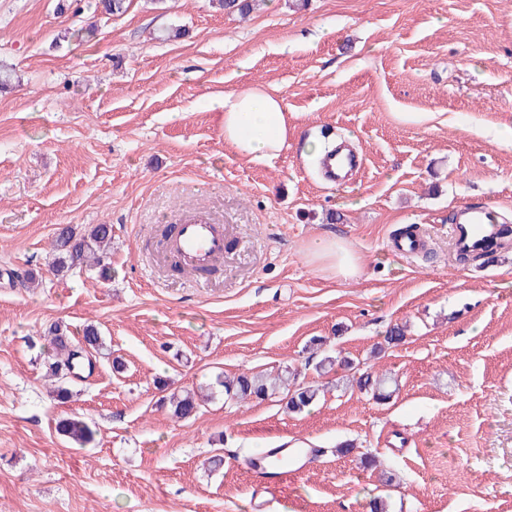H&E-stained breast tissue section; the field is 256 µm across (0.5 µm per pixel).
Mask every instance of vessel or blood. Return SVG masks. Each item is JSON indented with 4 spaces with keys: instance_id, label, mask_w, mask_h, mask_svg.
<instances>
[{
    "instance_id": "vessel-or-blood-1",
    "label": "vessel or blood",
    "mask_w": 512,
    "mask_h": 512,
    "mask_svg": "<svg viewBox=\"0 0 512 512\" xmlns=\"http://www.w3.org/2000/svg\"><path fill=\"white\" fill-rule=\"evenodd\" d=\"M357 154L340 145L323 160L322 177L331 183H344L359 166ZM489 208L467 207L461 218L452 227V240L457 253L483 251L487 243L495 239L498 227L489 222ZM170 250L177 255L185 270L195 272L222 259L225 250L224 227L210 223L201 217H191L178 225L169 242ZM273 454L281 462L272 468L264 462L253 467L254 485L250 500L254 512H266L277 485L288 475H298L309 469L316 461V455L309 448H291L280 445Z\"/></svg>"
}]
</instances>
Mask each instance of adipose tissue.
Returning a JSON list of instances; mask_svg holds the SVG:
<instances>
[{
  "mask_svg": "<svg viewBox=\"0 0 512 512\" xmlns=\"http://www.w3.org/2000/svg\"><path fill=\"white\" fill-rule=\"evenodd\" d=\"M209 106L223 116L225 143L244 158H275L288 142V106L275 92L260 86L248 87L210 98ZM308 255L338 281L345 283L360 274L355 250L336 236L315 239Z\"/></svg>",
  "mask_w": 512,
  "mask_h": 512,
  "instance_id": "obj_1",
  "label": "adipose tissue"
}]
</instances>
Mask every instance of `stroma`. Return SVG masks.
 Instances as JSON below:
<instances>
[{"instance_id": "35a3bbf8", "label": "stroma", "mask_w": 512, "mask_h": 512, "mask_svg": "<svg viewBox=\"0 0 512 512\" xmlns=\"http://www.w3.org/2000/svg\"><path fill=\"white\" fill-rule=\"evenodd\" d=\"M67 2L0 0L18 76L0 92V512H249L247 460L283 441L322 454L272 512H512V244L461 263L450 235L468 205L512 225V0H258L245 18L131 0L108 19ZM254 85L296 128L270 161L238 156L208 106ZM340 135L364 163L334 185L304 144ZM189 213L229 241L204 279L157 245ZM94 224L112 227L111 278L58 274L56 228ZM411 227L421 252L391 253ZM326 234L356 250L357 279L309 261ZM30 268L39 287L9 277ZM54 323L104 339L64 404L44 376ZM346 360L395 377L391 399L344 387ZM287 367L324 388L299 414L219 392L178 419L164 402ZM69 416L86 447L57 433ZM58 432L72 440L76 445L84 447L93 439V431L89 425L78 417H69L57 423Z\"/></svg>"}]
</instances>
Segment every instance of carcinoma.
<instances>
[{"label":"carcinoma","mask_w":512,"mask_h":512,"mask_svg":"<svg viewBox=\"0 0 512 512\" xmlns=\"http://www.w3.org/2000/svg\"><path fill=\"white\" fill-rule=\"evenodd\" d=\"M129 0H99L96 10L103 15H118L124 13ZM112 247V225L95 224L82 234H77L72 228L60 227L52 241L58 268L97 269L103 278L110 277L111 267L105 262V254ZM44 338L49 341V348L44 358L46 374L55 379L56 399L64 404L73 396L74 374L80 361L95 360L103 344L100 331L94 325H87L82 336L76 338L64 333L61 325L49 327ZM296 371L272 375L263 373H241L237 376L218 380V385L224 388V395L236 401L260 400L281 397L286 409L291 413H299L313 405L320 396V388L314 384H295ZM350 385L359 391L372 392L373 398L386 401L391 398L393 391L390 386L394 380L387 375H374L362 372L347 378ZM168 404L173 416L186 419L195 415L200 407L197 395L191 391L173 393L168 398ZM58 432L83 447L93 439V431L89 425L78 417H69L57 423Z\"/></svg>","instance_id":"obj_1"}]
</instances>
